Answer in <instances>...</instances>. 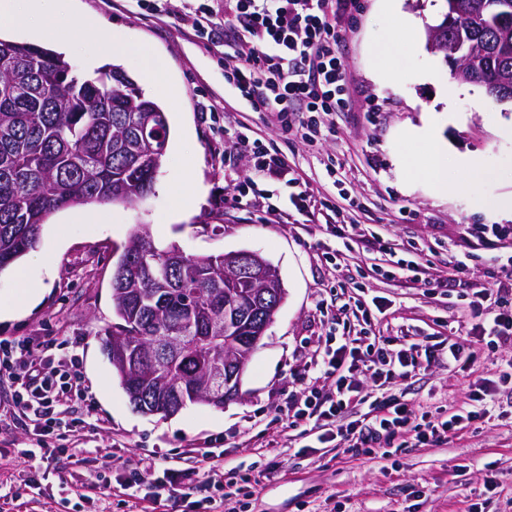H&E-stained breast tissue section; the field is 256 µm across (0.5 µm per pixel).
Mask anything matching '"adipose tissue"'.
I'll return each instance as SVG.
<instances>
[{"label":"adipose tissue","mask_w":512,"mask_h":512,"mask_svg":"<svg viewBox=\"0 0 512 512\" xmlns=\"http://www.w3.org/2000/svg\"><path fill=\"white\" fill-rule=\"evenodd\" d=\"M82 18L75 0H0V30L25 28L38 40H61V27Z\"/></svg>","instance_id":"adipose-tissue-1"}]
</instances>
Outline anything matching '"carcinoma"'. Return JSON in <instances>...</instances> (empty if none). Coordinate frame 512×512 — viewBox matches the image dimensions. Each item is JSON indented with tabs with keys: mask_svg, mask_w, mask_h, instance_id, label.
Returning <instances> with one entry per match:
<instances>
[{
	"mask_svg": "<svg viewBox=\"0 0 512 512\" xmlns=\"http://www.w3.org/2000/svg\"><path fill=\"white\" fill-rule=\"evenodd\" d=\"M458 2L453 41L463 40L491 66L496 79L512 88V35L500 36L495 0H445L447 10ZM481 11L483 33L471 29L470 14ZM170 128L164 110L145 98L118 66H105L91 77L73 72L64 56L38 46L0 39V272L23 257L39 241L43 226L57 210L94 203L130 204L152 193L165 154ZM172 243L158 249L146 230H137L126 244L113 273L115 321L106 329L104 348L112 343L148 346L170 334L188 341L205 335L203 324L213 306L248 305L249 289L230 280L224 255L185 258L177 270ZM140 267L139 279L127 283L135 301L115 292L128 264ZM264 306L232 325L226 336L250 343L276 314ZM190 370L174 365L177 386L150 368L140 381L170 401L160 412L174 416L189 403L209 402L198 394L201 382Z\"/></svg>",
	"mask_w": 512,
	"mask_h": 512,
	"instance_id": "cac0c4a2",
	"label": "carcinoma"
}]
</instances>
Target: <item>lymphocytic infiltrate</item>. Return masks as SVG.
Listing matches in <instances>:
<instances>
[{
  "mask_svg": "<svg viewBox=\"0 0 512 512\" xmlns=\"http://www.w3.org/2000/svg\"><path fill=\"white\" fill-rule=\"evenodd\" d=\"M359 0H231L229 9L199 6L191 17L196 38L224 42V80L232 84L251 111L267 113L275 136L298 128L302 139L317 140L318 114L347 112L343 39L338 21L353 17ZM230 146L254 159L252 177L236 183L239 196L251 197L266 214L283 210L264 193L262 183L290 174L285 158L269 153L260 139L237 133ZM495 295L478 289L470 314L460 326L466 335L487 344L512 343V271L497 279ZM352 315L360 329L355 335L328 336L317 348L305 372V386L288 403L283 415L291 425L309 426L318 444H334L349 453L390 448L396 438L414 436L433 445L468 433L482 418L500 388L496 380L476 377L468 384L467 406L437 417L415 407L396 393L398 387L427 372L438 361L449 368H470L475 352L464 342L433 343L407 336H387L373 311L355 301ZM69 370L32 350L27 342L0 343V372L19 380L17 404L40 436L72 428L67 402L78 387L72 369L78 354L69 357ZM155 492L180 496L185 481L204 471L212 485L224 475V452L217 446L195 449L185 468L150 463Z\"/></svg>",
  "mask_w": 512,
  "mask_h": 512,
  "instance_id": "1",
  "label": "lymphocytic infiltrate"
}]
</instances>
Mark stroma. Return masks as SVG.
I'll list each match as a JSON object with an SVG mask.
<instances>
[{
    "instance_id": "35a3bbf8",
    "label": "stroma",
    "mask_w": 512,
    "mask_h": 512,
    "mask_svg": "<svg viewBox=\"0 0 512 512\" xmlns=\"http://www.w3.org/2000/svg\"><path fill=\"white\" fill-rule=\"evenodd\" d=\"M361 3L340 46L352 109L329 116L321 144L311 147L295 137L272 138L265 113L251 111L225 85L223 47L186 36L180 18L148 14L135 0H81L99 26L78 36L67 53L74 72L88 73L97 61L122 67L163 108L170 137L153 194L130 205L55 212L36 247L18 262L43 294L32 310L0 322V340L21 339L57 358L79 353L93 407L73 408L74 417L86 420L76 434L78 447L26 460L21 449L37 447L38 438L13 405L14 384L0 379V512H128L120 496L100 491L116 477L113 461H127L133 472L153 461L180 467L191 449L212 441L224 449L225 478L242 489L240 512H512L508 403H501V416L472 433L382 459L325 449L304 453L311 436L277 419L302 388L305 363L328 335L333 314L347 302L345 287L362 288L363 300L377 302L389 333L440 342L455 338L473 283L492 285L512 247V220L491 219L468 199L472 191L487 197L512 191V138L500 133L501 123L512 121V101H497L470 82L456 102L458 120L449 121L433 105L439 86L452 81L450 66L427 45V30L442 21L445 0H402L403 12L416 21L419 50L407 53L398 40L382 62L376 51L397 36L398 22L385 0ZM128 44L133 52L123 53ZM150 58L166 71L153 83L143 78ZM425 70L434 71L435 82H419ZM427 121L445 148L480 157L500 178L453 194L421 179L413 160L425 145L411 131ZM242 126L287 158L301 189L315 200L310 210L291 209L274 220L249 201L232 202L230 178L246 177L251 161L239 155L225 160L224 138ZM322 199L397 244L398 257L426 269L431 286L408 287L376 267L364 246L323 235ZM139 227L160 248L174 243L192 256L255 251L278 268L287 299L248 363L240 397L224 407L190 404L168 418L145 415L130 405L115 375L102 341L112 323V273ZM455 259L463 263L456 273ZM451 273L457 286L443 287ZM474 349L471 372L433 368L405 389L406 400L432 412L461 407L469 375H498L503 360L512 358L508 346L478 342ZM286 435L293 449L279 472L268 473ZM182 493L181 505L162 495L140 508L204 512L213 490L200 473Z\"/></svg>"
}]
</instances>
